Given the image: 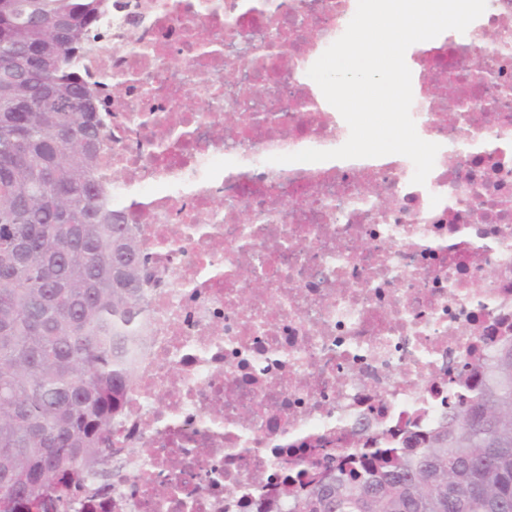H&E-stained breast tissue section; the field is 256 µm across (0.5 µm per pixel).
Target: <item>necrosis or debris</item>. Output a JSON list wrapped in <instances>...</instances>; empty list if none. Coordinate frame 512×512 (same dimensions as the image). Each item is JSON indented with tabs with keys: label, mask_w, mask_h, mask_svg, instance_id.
I'll return each mask as SVG.
<instances>
[{
	"label": "necrosis or debris",
	"mask_w": 512,
	"mask_h": 512,
	"mask_svg": "<svg viewBox=\"0 0 512 512\" xmlns=\"http://www.w3.org/2000/svg\"><path fill=\"white\" fill-rule=\"evenodd\" d=\"M130 3L83 65L128 87L101 174L150 258L147 339L106 472L63 512H276L345 449L437 425L458 357L512 336V0L406 51L440 146L422 185L402 155L270 161L347 141L308 70L357 0Z\"/></svg>",
	"instance_id": "4bbe7bcc"
}]
</instances>
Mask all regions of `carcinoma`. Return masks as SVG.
I'll list each match as a JSON object with an SVG mask.
<instances>
[{"label":"carcinoma","mask_w":512,"mask_h":512,"mask_svg":"<svg viewBox=\"0 0 512 512\" xmlns=\"http://www.w3.org/2000/svg\"><path fill=\"white\" fill-rule=\"evenodd\" d=\"M112 6L0 0V512H57L107 462L145 340L148 258L80 71ZM460 370L481 380L438 425L328 464L286 512H512V340Z\"/></svg>","instance_id":"obj_1"}]
</instances>
